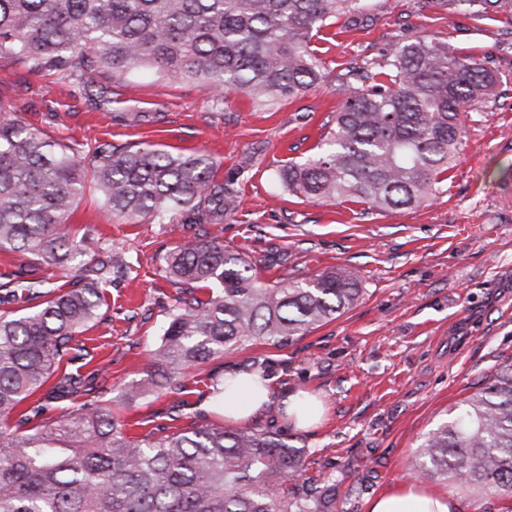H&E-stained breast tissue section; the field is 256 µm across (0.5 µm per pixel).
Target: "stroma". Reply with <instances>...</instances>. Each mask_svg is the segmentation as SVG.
Instances as JSON below:
<instances>
[{
	"label": "stroma",
	"mask_w": 512,
	"mask_h": 512,
	"mask_svg": "<svg viewBox=\"0 0 512 512\" xmlns=\"http://www.w3.org/2000/svg\"><path fill=\"white\" fill-rule=\"evenodd\" d=\"M369 4L358 22L338 18L315 37L322 83L266 106L235 92L216 106L194 82L141 69L113 85L111 104L98 107L95 87L0 58V93L17 99L31 128L90 144L149 141L212 153L219 176L236 179L239 205L208 233L243 252L262 283L341 268L359 273L360 300L296 343L226 351L183 371L186 394L131 401L123 391L147 370L178 295L163 257L191 231L176 215L162 222L113 216L91 184L63 225L74 238L93 229L123 263L100 317L81 335L93 365L104 369L100 396L117 417L146 431L183 427L190 416L223 424L210 403L213 381L261 365L274 397L318 395L324 414L316 427L299 430L271 406L248 427L302 448L308 476L336 474L341 512H367L368 499L412 479L423 436L512 356V194L501 192V172L512 166V26L448 11L441 0ZM420 35L490 58L500 75L496 100L468 112L454 166L437 191L421 207L383 213L284 191L274 171L312 153L326 134L341 100L338 75ZM123 112L148 119L118 121ZM275 248L287 251L286 264L268 265Z\"/></svg>",
	"instance_id": "35a3bbf8"
}]
</instances>
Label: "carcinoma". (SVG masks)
<instances>
[{"mask_svg":"<svg viewBox=\"0 0 512 512\" xmlns=\"http://www.w3.org/2000/svg\"><path fill=\"white\" fill-rule=\"evenodd\" d=\"M448 10L512 23V0H445ZM367 0H0V57L30 72L116 83L152 67L195 80L223 103L241 91L260 104L298 96L323 78L312 41L331 21L365 14ZM489 61L413 37L339 76L335 124L302 161L275 172L289 194L373 211L421 206L445 180L464 113L492 101ZM0 97V250L25 265L0 274V512H338L333 473L304 477L301 449L253 428L196 425L123 432L94 396L102 369L68 363L97 318L120 265L91 231L62 232L92 180L104 205L134 219L180 214L197 226L164 258L181 297L152 353V370L124 389L150 397L182 371L254 342L285 346L336 319L364 292L353 270L263 285L256 268L205 226L238 208L234 182L205 150L146 143L91 146L47 137ZM88 258L80 287L44 288L42 264ZM205 296H196L199 291ZM71 407L42 421L46 398ZM426 478L512 497V358L418 446Z\"/></svg>","mask_w":512,"mask_h":512,"instance_id":"cac0c4a2","label":"carcinoma"}]
</instances>
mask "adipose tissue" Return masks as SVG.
Masks as SVG:
<instances>
[{"label":"adipose tissue","instance_id":"ef3b65f1","mask_svg":"<svg viewBox=\"0 0 512 512\" xmlns=\"http://www.w3.org/2000/svg\"><path fill=\"white\" fill-rule=\"evenodd\" d=\"M219 401L225 420L247 421L270 404L269 381L257 371H226ZM461 509L454 493L430 489L415 479L394 485L368 502V512H461Z\"/></svg>","mask_w":512,"mask_h":512}]
</instances>
